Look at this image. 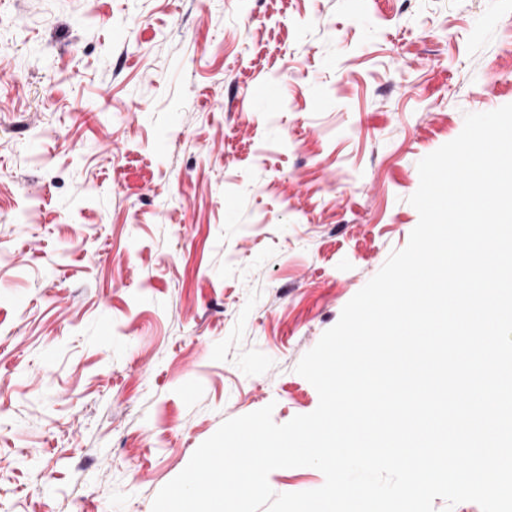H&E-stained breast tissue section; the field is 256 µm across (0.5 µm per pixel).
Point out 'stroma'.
Here are the masks:
<instances>
[{
    "instance_id": "1",
    "label": "stroma",
    "mask_w": 512,
    "mask_h": 512,
    "mask_svg": "<svg viewBox=\"0 0 512 512\" xmlns=\"http://www.w3.org/2000/svg\"><path fill=\"white\" fill-rule=\"evenodd\" d=\"M506 104L512 0H0V512H151L225 420L313 412L418 162Z\"/></svg>"
}]
</instances>
